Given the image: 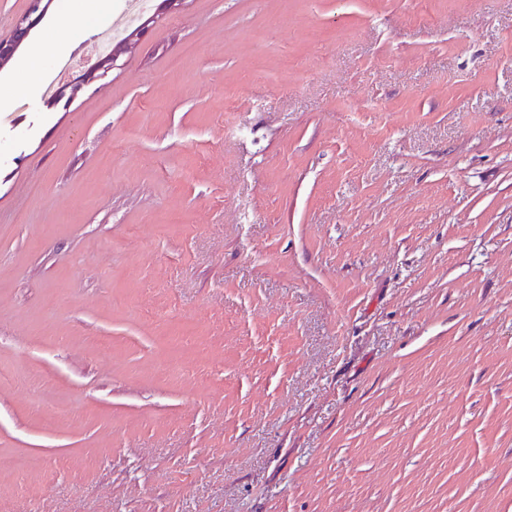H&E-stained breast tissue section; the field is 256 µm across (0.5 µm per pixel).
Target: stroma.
<instances>
[{"label":"stroma","instance_id":"stroma-1","mask_svg":"<svg viewBox=\"0 0 512 512\" xmlns=\"http://www.w3.org/2000/svg\"><path fill=\"white\" fill-rule=\"evenodd\" d=\"M121 2L0 71V507L512 512V0H184L43 96Z\"/></svg>","mask_w":512,"mask_h":512}]
</instances>
